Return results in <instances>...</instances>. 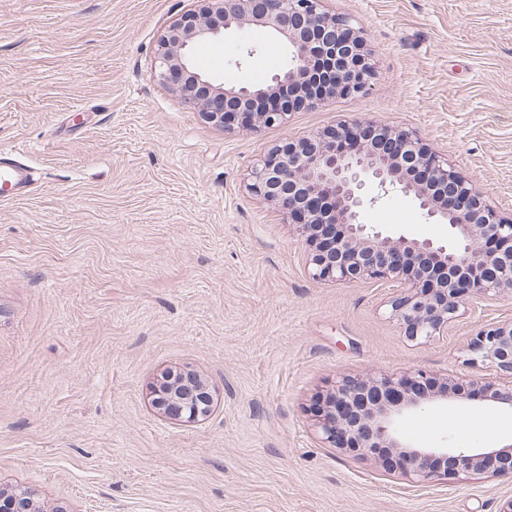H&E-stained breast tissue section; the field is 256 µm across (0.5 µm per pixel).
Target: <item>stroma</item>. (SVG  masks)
I'll use <instances>...</instances> for the list:
<instances>
[{
	"label": "stroma",
	"instance_id": "1",
	"mask_svg": "<svg viewBox=\"0 0 512 512\" xmlns=\"http://www.w3.org/2000/svg\"><path fill=\"white\" fill-rule=\"evenodd\" d=\"M192 5L0 0V154L26 148L38 178L0 202V488L35 490L44 512H499L512 480L388 476L324 447L312 409L343 374L480 373L468 346L512 319V294L408 340L388 288L311 278L308 246L244 175L283 138L369 119L417 129L511 216L512 0H327L374 50L377 80L241 133L154 76L161 34ZM192 55L227 85L288 62L255 26ZM365 221L449 239L398 194ZM180 369L215 392L200 423L153 403ZM489 414L429 404L405 430L433 448L512 441Z\"/></svg>",
	"mask_w": 512,
	"mask_h": 512
}]
</instances>
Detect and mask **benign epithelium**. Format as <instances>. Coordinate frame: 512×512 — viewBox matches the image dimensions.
Returning a JSON list of instances; mask_svg holds the SVG:
<instances>
[{
    "mask_svg": "<svg viewBox=\"0 0 512 512\" xmlns=\"http://www.w3.org/2000/svg\"><path fill=\"white\" fill-rule=\"evenodd\" d=\"M188 9L161 35L159 83L227 133L286 122L326 98L355 96L377 77L372 51L350 18L329 12L325 0H206ZM257 26L288 49V66L253 83L216 84L192 57L194 45ZM383 195L398 192L425 216L450 227L453 243L398 237L363 222ZM251 194L275 205L310 247L308 270L319 282L357 280L392 288L390 314L411 341L448 335L465 301L475 304L512 290V218L490 205L449 159L417 131L373 121H340L301 139L286 138L246 174ZM478 377L436 378L422 370L388 375H341L315 407L322 441L354 457L378 455L386 467L416 483L462 474L512 478V442L485 448H428L404 426L425 405L479 399L512 414V321L480 328L470 344ZM155 405L172 420L208 417L214 396L188 369L167 373L154 389ZM11 512H40L28 488L11 492Z\"/></svg>",
    "mask_w": 512,
    "mask_h": 512,
    "instance_id": "1",
    "label": "benign epithelium"
}]
</instances>
